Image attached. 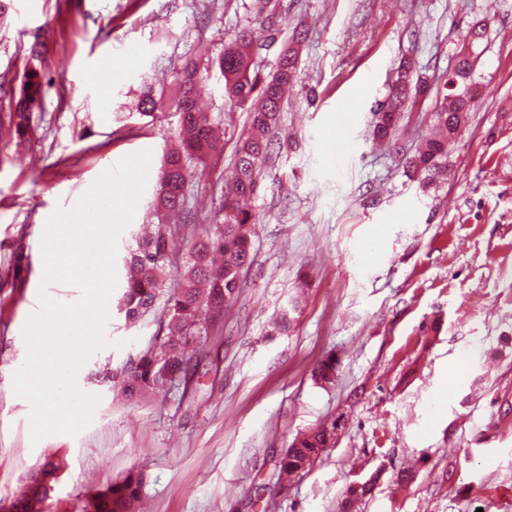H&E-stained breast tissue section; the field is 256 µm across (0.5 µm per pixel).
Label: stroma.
<instances>
[{
  "mask_svg": "<svg viewBox=\"0 0 512 512\" xmlns=\"http://www.w3.org/2000/svg\"><path fill=\"white\" fill-rule=\"evenodd\" d=\"M255 0H10L0 18V501L46 460L61 476L46 512H85L88 498L143 471L139 512H338L349 484L377 476L358 512H512V0H281L273 73L300 39L284 101V148L265 167L251 207L254 263L238 299L199 351L188 386L139 403L104 369L145 348L157 316L135 326L109 298L106 347L81 368L98 396L77 435L30 438V402L14 392L27 356L23 329L39 306L41 241L121 159L151 153L145 190L118 239L117 275L142 225L176 120L141 116L145 87H171L185 59L216 57L254 25ZM486 27L472 85L479 91L443 183L421 187L369 136L405 59L438 80L473 24ZM46 84L24 138L10 126L26 69ZM201 105L224 115V152L187 188L206 218L224 186L244 107L205 79ZM352 101V113L336 107ZM436 96L406 110L395 138L412 150ZM292 330L271 324L293 297ZM336 381L311 373L326 355ZM451 397H443L446 384ZM342 422L334 448L288 491L279 459L299 432ZM417 469L400 486L397 473Z\"/></svg>",
  "mask_w": 512,
  "mask_h": 512,
  "instance_id": "1",
  "label": "stroma"
}]
</instances>
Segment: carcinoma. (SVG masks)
<instances>
[{
	"mask_svg": "<svg viewBox=\"0 0 512 512\" xmlns=\"http://www.w3.org/2000/svg\"><path fill=\"white\" fill-rule=\"evenodd\" d=\"M279 7L280 0H260L256 24L238 30L224 45V52L211 62V68L223 80L225 101L243 105L255 100L258 105L251 111L249 125L236 142L232 165L224 173L233 192L212 201L213 221L195 235L183 252L181 263L173 271L175 285L171 288L165 282L177 243L167 218L174 213L184 220L191 218L185 205V189L193 180L197 164L222 154L224 143L215 135L217 123L198 106V67L194 61H185L180 79L168 94L156 96L150 87L142 93L140 115L153 117L155 112L164 111L177 117L176 129L163 130V137L174 138L178 144L165 153L158 172L153 202L158 224L150 235L136 240V247L129 250L125 259L121 308L125 321L136 325L159 301L165 309L158 334L120 371L112 373V382L129 398L163 392L169 374L188 383L199 373L196 349L211 327L223 321L224 310L237 300L241 275L252 264L256 217L241 205V200L256 194L262 165L276 148L283 147L275 129L298 64V52L290 48L281 54L273 73L263 77L256 68V59L271 44ZM473 63L471 53L458 56L443 82L439 104L430 115V132L413 154L405 153L392 136L401 111L430 91L428 79L417 72L413 60L402 63L387 99L372 114L373 143L392 150L406 172L420 177L426 185L448 175V152L472 108V99L464 90L469 86ZM43 86L37 70L24 73L15 112L10 116L17 135L26 133L33 109L42 98ZM298 307V299H291L289 309L272 323L274 334L290 331L291 313ZM337 371L338 360L328 355L314 367L312 377L327 386L335 382ZM334 427L336 421L325 422L293 438L279 461L277 482L282 488H287L292 477L312 467L330 448L328 429ZM58 470V465L48 460L32 473L18 491L16 512H42L50 497L47 485L56 482ZM377 479L375 475L350 485L345 491L344 512L372 495ZM143 483L144 475L139 470L108 483L94 495L91 512H137Z\"/></svg>",
	"mask_w": 512,
	"mask_h": 512,
	"instance_id": "obj_1",
	"label": "carcinoma"
}]
</instances>
